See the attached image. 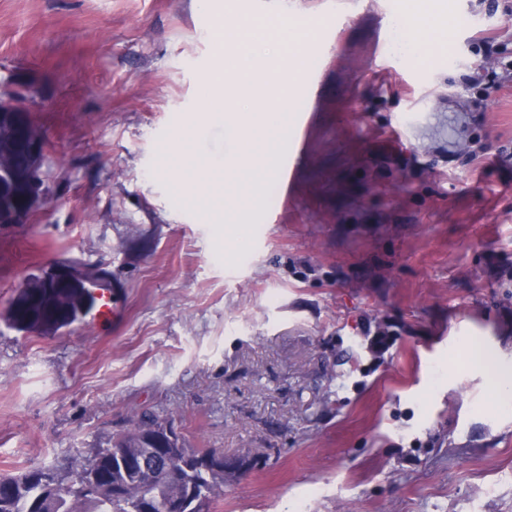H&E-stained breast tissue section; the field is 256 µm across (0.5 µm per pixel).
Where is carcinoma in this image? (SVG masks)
<instances>
[{
  "label": "carcinoma",
  "instance_id": "cac0c4a2",
  "mask_svg": "<svg viewBox=\"0 0 512 512\" xmlns=\"http://www.w3.org/2000/svg\"><path fill=\"white\" fill-rule=\"evenodd\" d=\"M12 113L0 111V165L14 161V148L5 138ZM30 176L25 171L0 182V210L11 209L27 194ZM168 417L147 409L130 427L112 436V446L84 448L57 464L19 474H0V512H160L159 504L171 498L187 501L186 512H217L224 500V471L199 461L206 449L183 445L178 451L168 443L149 438L164 434ZM181 477V483H149L135 471L142 456ZM96 477L93 491L80 495L68 490L77 471Z\"/></svg>",
  "mask_w": 512,
  "mask_h": 512
}]
</instances>
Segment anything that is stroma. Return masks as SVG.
Listing matches in <instances>:
<instances>
[{"label": "stroma", "instance_id": "35a3bbf8", "mask_svg": "<svg viewBox=\"0 0 512 512\" xmlns=\"http://www.w3.org/2000/svg\"><path fill=\"white\" fill-rule=\"evenodd\" d=\"M313 29L297 76L295 185L214 222L170 174L213 17L194 0H0V92L24 84L49 201L0 224V474L71 456L143 408L190 443L250 455L223 512H512V405L466 355L512 365V82L469 78L484 38L512 60V0H429L432 59L394 51L411 0H249ZM380 51H372L375 36ZM486 155L447 157L459 105ZM215 123L191 151L233 157ZM234 158V157H233ZM92 272L65 309L64 271ZM117 314L103 327L96 291Z\"/></svg>", "mask_w": 512, "mask_h": 512}]
</instances>
